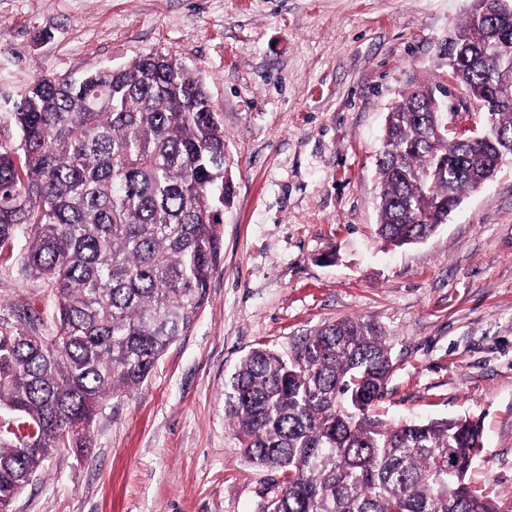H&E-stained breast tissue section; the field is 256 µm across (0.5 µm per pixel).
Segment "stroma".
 Returning a JSON list of instances; mask_svg holds the SVG:
<instances>
[{"label":"stroma","mask_w":512,"mask_h":512,"mask_svg":"<svg viewBox=\"0 0 512 512\" xmlns=\"http://www.w3.org/2000/svg\"><path fill=\"white\" fill-rule=\"evenodd\" d=\"M470 0H0V145L38 78L175 57L224 124L231 203L204 308L84 451L48 458L13 512H261L279 472L251 466L224 415L241 359L289 355L341 318L387 334L375 412L483 426L475 489L512 497V158L423 243L378 237L376 154L390 106L445 74ZM51 321L52 294L0 260V325Z\"/></svg>","instance_id":"35a3bbf8"}]
</instances>
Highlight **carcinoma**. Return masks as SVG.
<instances>
[{"label":"carcinoma","mask_w":512,"mask_h":512,"mask_svg":"<svg viewBox=\"0 0 512 512\" xmlns=\"http://www.w3.org/2000/svg\"><path fill=\"white\" fill-rule=\"evenodd\" d=\"M471 0L446 78L493 125L448 131L440 83L407 89L377 159L378 233L420 243L462 191L512 156V13ZM0 147V252L53 292L47 327L0 328V512L63 448L82 449L103 403L128 396L207 302L222 251L224 124L203 83L149 53L78 81L41 78ZM394 363L384 331L344 318L288 357L258 348L225 394L244 457L281 474L263 512H512L468 481L482 427L468 418L387 423L369 415Z\"/></svg>","instance_id":"obj_1"}]
</instances>
